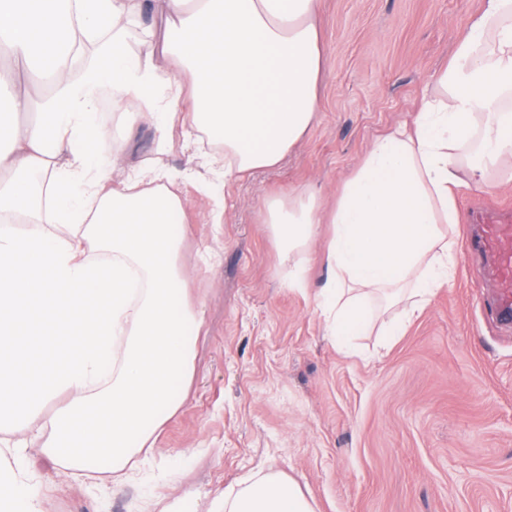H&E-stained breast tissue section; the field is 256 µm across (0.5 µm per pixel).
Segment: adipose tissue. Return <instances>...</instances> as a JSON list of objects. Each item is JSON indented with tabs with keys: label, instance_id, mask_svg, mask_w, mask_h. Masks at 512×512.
Wrapping results in <instances>:
<instances>
[{
	"label": "adipose tissue",
	"instance_id": "ef3b65f1",
	"mask_svg": "<svg viewBox=\"0 0 512 512\" xmlns=\"http://www.w3.org/2000/svg\"><path fill=\"white\" fill-rule=\"evenodd\" d=\"M318 0H0V512H43L31 488L28 440L79 481L155 446L159 408L177 412L176 384L191 379L201 312L181 303L188 272L170 230L182 211L163 158L124 168L107 156L98 93L128 125L224 146L210 157L225 182L277 165L309 129L324 50ZM165 18L131 51L144 10ZM42 55L54 97L17 127L30 98L15 66ZM190 82H183L182 73ZM512 176V0H481L433 77L412 122L369 145L324 211L291 194L266 204L283 257L320 225L332 232L331 273L317 307L336 340L368 326L367 300L428 305L451 285L454 253L441 233L459 223L455 196ZM223 181V182H224ZM25 225L16 233L14 224ZM65 406L44 417L46 403ZM208 512H314L290 480L252 476Z\"/></svg>",
	"mask_w": 512,
	"mask_h": 512
}]
</instances>
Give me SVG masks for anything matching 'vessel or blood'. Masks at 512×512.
Wrapping results in <instances>:
<instances>
[{
  "label": "vessel or blood",
  "mask_w": 512,
  "mask_h": 512,
  "mask_svg": "<svg viewBox=\"0 0 512 512\" xmlns=\"http://www.w3.org/2000/svg\"><path fill=\"white\" fill-rule=\"evenodd\" d=\"M469 251L484 255L487 275L497 284L494 310L504 321L512 319V208L483 217L475 225Z\"/></svg>",
  "instance_id": "vessel-or-blood-1"
}]
</instances>
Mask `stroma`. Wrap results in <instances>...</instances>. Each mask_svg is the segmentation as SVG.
Returning a JSON list of instances; mask_svg holds the SVG:
<instances>
[{"label":"stroma","instance_id":"35a3bbf8","mask_svg":"<svg viewBox=\"0 0 512 512\" xmlns=\"http://www.w3.org/2000/svg\"><path fill=\"white\" fill-rule=\"evenodd\" d=\"M479 0H319L324 65L318 112L276 167L225 189L224 222L207 221L199 161L174 139L165 160L182 177L186 222L177 261L192 270L199 307L184 402L157 457L135 478L108 471L86 485L40 455L34 494L45 512H207L254 474L294 480L315 512H512V325L490 310L493 289L466 224L454 242L453 284L410 313L376 312L339 347L317 309L324 239L283 259L264 207L313 192L331 199L369 143L410 121ZM111 146L145 166L159 144L108 111Z\"/></svg>","mask_w":512,"mask_h":512}]
</instances>
